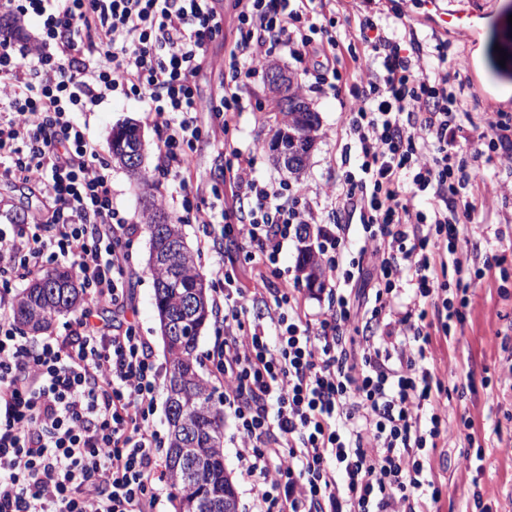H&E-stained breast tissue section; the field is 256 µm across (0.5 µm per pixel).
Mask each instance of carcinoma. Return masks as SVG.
Segmentation results:
<instances>
[{
  "label": "carcinoma",
  "mask_w": 512,
  "mask_h": 512,
  "mask_svg": "<svg viewBox=\"0 0 512 512\" xmlns=\"http://www.w3.org/2000/svg\"><path fill=\"white\" fill-rule=\"evenodd\" d=\"M291 112L282 113V120L272 140L291 139L305 128L296 120H288ZM136 142L144 146L139 129L124 125L112 133V159L124 164L125 149ZM164 224L157 225L158 220ZM150 249L166 248L165 241L183 244V251L172 253L164 261L148 258L153 276L154 305L160 331L168 354L165 383L169 441L166 467L174 483L176 512H224V499H236L229 476L224 473V412L217 406L210 390L197 371L195 351L199 333L208 320L212 307L209 285L197 266L195 256L185 244L181 225L159 207L154 195H148L142 210ZM300 268L310 286L318 284L323 270L315 256L304 252ZM84 288L78 286L68 269L41 271L33 284L17 298L14 322L33 333L49 329L53 320L76 310L83 300ZM196 296L194 317L174 333L169 326L179 315L187 296Z\"/></svg>",
  "instance_id": "cac0c4a2"
}]
</instances>
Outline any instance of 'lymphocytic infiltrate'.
Returning a JSON list of instances; mask_svg holds the SVG:
<instances>
[{
	"instance_id": "1",
	"label": "lymphocytic infiltrate",
	"mask_w": 512,
	"mask_h": 512,
	"mask_svg": "<svg viewBox=\"0 0 512 512\" xmlns=\"http://www.w3.org/2000/svg\"><path fill=\"white\" fill-rule=\"evenodd\" d=\"M230 2L234 42L204 103L193 79L224 36L216 0H0L40 27L19 54L0 36V155L50 213L45 224L0 225V512H160L174 492L153 424L160 371L137 326L107 330L89 309L70 336L31 347L12 320L11 279L55 262L95 302L126 303L137 226L78 118L116 93L142 100L161 132L184 220L222 225L239 250L210 267L220 319L209 360L253 483L249 512H433L441 499L429 451L458 429L426 361L432 334L464 321L486 275L456 257L473 213L466 191L479 183L491 202L512 193V113H492L480 148L462 157L453 146L468 132L448 69L467 63L449 58L446 41L378 6L345 40L341 0ZM283 51L316 59L319 86L349 103L357 169L339 179L330 228L304 191L288 198L258 180L238 149L225 154L228 202L207 201L186 178L200 112L228 133L256 72ZM489 151L503 174L477 180ZM353 217L364 233L354 258ZM312 234L332 298L314 322L277 266L288 240ZM241 258L261 283L277 278L269 294L236 287Z\"/></svg>"
}]
</instances>
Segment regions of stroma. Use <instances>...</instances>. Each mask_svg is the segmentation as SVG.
<instances>
[{
  "label": "stroma",
  "mask_w": 512,
  "mask_h": 512,
  "mask_svg": "<svg viewBox=\"0 0 512 512\" xmlns=\"http://www.w3.org/2000/svg\"><path fill=\"white\" fill-rule=\"evenodd\" d=\"M390 11L404 13L411 20L425 15L441 19L443 8L458 11L448 22V53L468 61L464 74L449 72L451 85L463 86L467 100V118L482 124L490 105L512 113V0H386ZM259 111L239 114L226 142L251 157L256 177L287 180L306 189L312 205L330 212L335 199L328 193L337 185L343 170L354 169L344 159L351 138L346 133V108L342 98L315 93L305 94L310 109L317 112L319 126L316 143L305 167L288 173L273 162L269 140L279 126L282 114L275 95L264 77H256L249 87ZM89 135L100 155L111 162L114 201L132 221H140L146 194H154L160 204H168L175 185L158 172L160 135L146 119L143 105L135 98L114 97L94 111L86 113ZM136 123L145 142L142 169L150 178L143 186L123 166L111 160L112 130L124 123ZM223 143L205 138L192 153L187 178L205 188L223 187ZM474 220L464 233L457 255L463 264L483 266L487 257L505 255V266L512 272V195L494 204H485L478 191H470ZM40 197L19 181L0 176V224L30 223L34 214L44 213ZM131 265L135 320L154 351L160 369H167V355L153 305V278L148 269L149 237L138 229L133 238ZM512 290L498 271L487 272L472 290L471 304L462 324L454 326L451 336L433 335L428 368L448 387V418H467L470 429L461 433L455 446L435 449L431 454L434 478L442 485L438 512H512V384L504 380L506 354L495 339L496 330L512 324V297L499 294L500 285ZM224 468L231 477L237 496V512H248L251 481L241 473L232 418L224 420Z\"/></svg>",
  "instance_id": "stroma-1"
}]
</instances>
